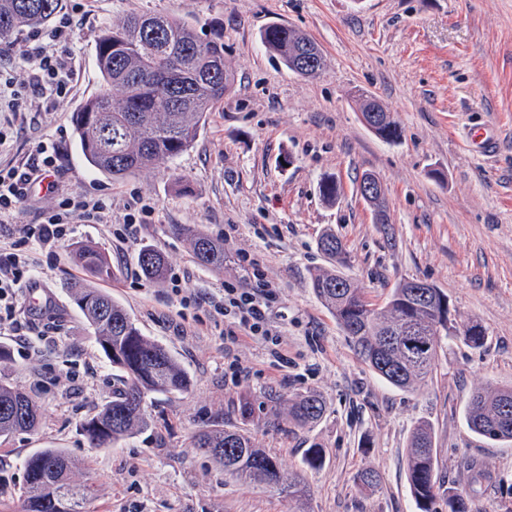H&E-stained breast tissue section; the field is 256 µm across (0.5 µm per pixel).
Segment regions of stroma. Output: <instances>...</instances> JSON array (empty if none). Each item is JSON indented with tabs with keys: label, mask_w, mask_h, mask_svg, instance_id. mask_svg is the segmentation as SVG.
Wrapping results in <instances>:
<instances>
[{
	"label": "stroma",
	"mask_w": 512,
	"mask_h": 512,
	"mask_svg": "<svg viewBox=\"0 0 512 512\" xmlns=\"http://www.w3.org/2000/svg\"><path fill=\"white\" fill-rule=\"evenodd\" d=\"M72 50L71 95L28 103L0 158L25 161L33 143L58 145L60 181L73 193L104 195L112 223L74 225L47 255L27 253L51 309L35 317L53 336L38 355L11 354L0 375L41 405L32 431L0 438V499L17 505L23 460L60 448L91 485L93 512H289L275 489L225 475L195 448L213 427L248 432L284 472L300 475L307 512H414L405 471L411 431L422 420L434 431L439 474L466 489L472 512H512V445L481 439L464 419L470 393L512 384V0H83ZM133 13L173 16L199 33L224 37V65L233 75L196 141L165 167L122 179L85 160L74 117L97 93L101 31ZM273 23L290 25L319 46L324 66L307 78L290 71L262 44ZM382 101L398 123L399 142L376 137L363 123L358 94ZM482 129L492 155L470 141ZM384 186L390 221L374 223L360 192L363 174ZM339 187L336 202L319 193L324 177ZM154 206L149 224L117 243L128 205ZM177 224H197L223 239L237 225L228 252L255 254L279 289L272 315L288 343V364L274 365L259 343H230L223 316L180 308L167 281H140L137 254L161 251L172 270H189L186 291H221L243 280L236 265H199ZM332 230L350 255L345 275L373 303L403 279L441 288L457 321L485 331L475 348L445 340L432 379L412 392L392 387L355 354L347 336L309 287L326 261L317 248ZM92 244L111 260L96 286L112 295L143 335L162 344L191 377L188 391L147 398L148 426L117 447L95 448L81 423L110 401L120 373L100 352L67 286L85 279L71 257ZM246 377H226L229 358ZM317 391L326 406L315 424L287 416L290 396ZM326 461L307 469V448ZM382 474L375 491L360 490L357 473Z\"/></svg>",
	"instance_id": "1"
}]
</instances>
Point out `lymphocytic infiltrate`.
Here are the masks:
<instances>
[{
    "label": "lymphocytic infiltrate",
    "instance_id": "lymphocytic-infiltrate-1",
    "mask_svg": "<svg viewBox=\"0 0 512 512\" xmlns=\"http://www.w3.org/2000/svg\"><path fill=\"white\" fill-rule=\"evenodd\" d=\"M76 22L73 15L62 13L47 28L28 31L19 47H8L7 52L21 65L23 78H0V104L11 112L21 111L25 100L47 95L59 98L70 94L75 69L70 43ZM59 150L45 143L33 146L27 162L0 161V222L14 217L29 199L31 185H44L47 193L60 194L57 204L42 209L40 222L17 228L8 251H0V332L4 331L20 355H28L33 347L30 323L21 319L18 296L33 281L31 268L24 255L29 238L49 251L66 240L72 224L108 221L107 206L102 199L84 194H63L57 181ZM237 262L247 278L224 286L222 296L210 293L184 294L181 284L187 271H174L169 275L171 290L180 306L210 307L228 322L226 336L237 340L246 336L260 343L280 365H287L288 351L283 335L271 320L277 304V288L265 280L258 259L249 253L237 255Z\"/></svg>",
    "mask_w": 512,
    "mask_h": 512
}]
</instances>
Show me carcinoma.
I'll return each mask as SVG.
<instances>
[{"instance_id": "carcinoma-1", "label": "carcinoma", "mask_w": 512, "mask_h": 512, "mask_svg": "<svg viewBox=\"0 0 512 512\" xmlns=\"http://www.w3.org/2000/svg\"><path fill=\"white\" fill-rule=\"evenodd\" d=\"M61 0H0V43L24 28L42 25L56 14ZM266 49L289 64L290 53L307 38L297 30L275 24L261 34ZM97 64L103 84L75 115V134L90 165L113 179L146 168H161L190 147L208 112L224 99L233 82L224 66V39L202 37L195 26L172 16L133 14L105 29L97 44ZM185 238L195 261L216 271L224 268V244L196 224L175 227ZM318 248L328 265L310 273L309 286L348 337L356 355L390 385L417 391L435 372L443 339L461 336L472 347L485 340L475 331L442 317L445 294L430 287L428 299L401 281L386 294L380 307L354 285L342 269L350 257L331 231L321 234ZM76 264L94 278L111 274L109 257L97 247L81 244L73 250ZM144 276L159 279L166 259L146 247L138 255ZM104 356L122 373L123 388L115 399L84 421L82 432L94 448L113 447L148 426L144 413L150 394L182 393L191 379L179 361L160 343L142 334L127 311L108 293L88 281L69 284ZM325 405L315 391L288 400L289 421L306 426L320 420ZM40 407L27 392L0 377V437L34 429ZM469 429L494 442H512V386L482 387L471 392L464 411ZM195 447L211 455L224 473L254 484L275 486L288 502L306 500V485L283 473L266 449L243 430L215 428L197 434ZM25 486L20 512H91L93 490L72 480L75 463L59 448H43L23 462ZM432 428L421 421L411 433L406 474L417 512H470L469 494L443 488ZM363 489L381 484L379 472L364 468L356 475Z\"/></svg>"}]
</instances>
